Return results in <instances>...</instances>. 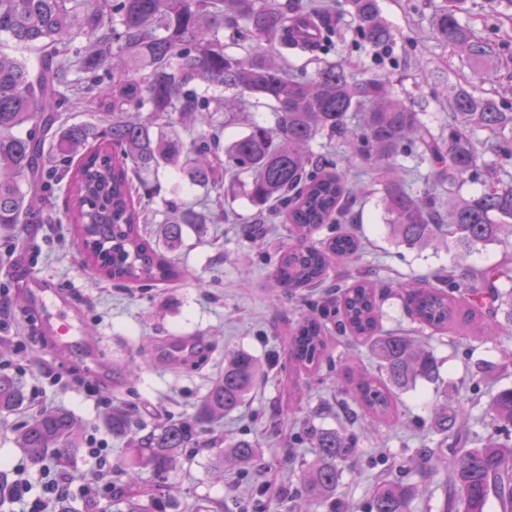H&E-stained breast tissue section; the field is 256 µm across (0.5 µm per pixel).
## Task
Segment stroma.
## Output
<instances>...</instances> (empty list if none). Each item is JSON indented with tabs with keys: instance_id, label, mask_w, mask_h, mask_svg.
I'll list each match as a JSON object with an SVG mask.
<instances>
[{
	"instance_id": "obj_1",
	"label": "stroma",
	"mask_w": 512,
	"mask_h": 512,
	"mask_svg": "<svg viewBox=\"0 0 512 512\" xmlns=\"http://www.w3.org/2000/svg\"><path fill=\"white\" fill-rule=\"evenodd\" d=\"M381 15L395 42L375 57L368 46L352 43L353 19L337 5L329 20L336 36L329 48L289 51L292 68L313 74L326 62L347 60L356 77L392 81L396 95L414 103L434 133L448 129L450 87H476L479 95L512 104V0H465L458 18L478 36L500 40L504 55L490 80L474 84L472 64L457 50L438 42L433 17L444 0H378ZM356 205V222L364 243L354 261L334 265L329 276L353 283L370 268L391 283L380 303L385 332H403L429 344L439 366L436 382H417L398 392L395 419L370 426L347 419L336 407L343 390L359 375H380V362L367 347L331 345L329 356L314 372L288 370L287 343L308 312L305 293L283 291L276 284L270 254L288 240V227L278 224L262 243H252L240 226L254 212L244 196H225V212L236 223L212 224L204 236L188 234L176 259L180 280L159 286H119L85 262L71 227L52 224L15 225L0 236V290L6 291L11 313L0 329V361H14L25 391H38V404L24 403L0 415V465L13 469L25 460L14 430L36 409H64L81 423L83 439L106 444L107 466H116L124 442L112 434L106 416L114 406L129 410L133 428H151L157 419L192 414L210 381L224 369V351L244 349L271 369L237 412L218 419L185 449V463L167 474L144 472L137 492L175 497L179 512L220 506L224 512H288V494L298 485L315 450L308 429L351 433L354 456L339 462L342 473L336 495L351 512H369L376 488L394 480L425 487L412 512H440L446 470L456 447L476 448L489 433L512 445V426L492 427L490 402L512 387V334L480 335L476 325L457 322L448 333L421 326L407 305L402 282L432 279L441 270L464 265L512 269V239L474 251L459 260L454 246L418 251L395 243L388 235L380 203V184ZM74 296L79 314L98 344L94 351L56 350L55 340L39 331L26 304L33 281ZM186 336L198 347L197 357L168 355L164 342ZM121 368L120 387L112 385L113 368ZM457 414L466 408L470 420L463 438L441 434L440 408ZM248 438L259 446L256 462L243 469L225 467L216 477L209 460L221 441ZM434 448L435 471L411 461L416 449Z\"/></svg>"
}]
</instances>
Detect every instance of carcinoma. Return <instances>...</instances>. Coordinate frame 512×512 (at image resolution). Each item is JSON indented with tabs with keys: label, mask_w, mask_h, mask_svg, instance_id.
<instances>
[{
	"label": "carcinoma",
	"mask_w": 512,
	"mask_h": 512,
	"mask_svg": "<svg viewBox=\"0 0 512 512\" xmlns=\"http://www.w3.org/2000/svg\"><path fill=\"white\" fill-rule=\"evenodd\" d=\"M357 34L376 55L394 44L377 0H346ZM464 0H450L434 17L437 38L462 50L483 82L498 61L499 43L478 37L458 19ZM326 4L302 14L293 0H0V230L39 216L54 221L56 189L64 186L70 204L64 213L75 225L80 252L107 276L140 285L177 280L180 272L167 254L180 249L188 230L225 220L224 175L233 176L256 208L244 234L260 238L267 225L285 218L291 242L271 254L274 277L290 292L307 290L319 298L295 329L288 347L305 370L326 357L328 323L353 345L362 340L381 363L385 377H361L352 402L379 422L392 417L397 391L417 380L434 382L433 352L408 336L382 334L379 280L369 276L342 286L329 281L333 264L352 261L362 250L359 237L339 231L316 243L325 225H341L352 212L356 192L336 158L313 150L319 139L339 140L372 169L385 172L381 202L390 235L399 244L425 250L446 236L468 254L477 246L512 235V112L494 98L465 88L448 96V135H436L414 106L395 95L387 79H357L343 63L328 64L314 77L292 76L280 47L293 32L315 44L332 41L335 31L309 26ZM244 47L228 50L224 30ZM270 109L271 126L248 123L249 131L225 149L221 117L243 116L252 101ZM96 103L103 119L76 121L71 112ZM503 139L485 160L477 133ZM429 166L426 189H406L410 169L399 158ZM163 166L205 191L199 202L179 195L164 201L157 246L137 224L154 203L150 177ZM483 175V189L458 194L464 182ZM503 272L486 268L466 279L442 270L435 283L411 291L417 320L446 330L464 310L485 335L512 332V289L500 292ZM505 313L504 320L498 315ZM265 364L240 349L224 351V373L207 389L191 415L166 419L147 434L128 436V413L112 408V433L128 438L120 469L129 483L139 469L168 472L179 463L199 430L237 411ZM24 402L18 380L0 374V413ZM492 425H512V389L491 404ZM79 423L63 409L32 415L17 431L16 444L33 464L56 456L67 466L77 447ZM316 458L301 475L294 495L309 512H340L337 462L351 456L356 442L331 430L311 433ZM258 456L257 445L237 439L212 462L241 467ZM450 496L442 512H512V446L489 434L479 448L455 452L448 466ZM418 490L402 482L382 485L370 512H411ZM167 502L124 493L115 512H166Z\"/></svg>",
	"instance_id": "carcinoma-1"
}]
</instances>
